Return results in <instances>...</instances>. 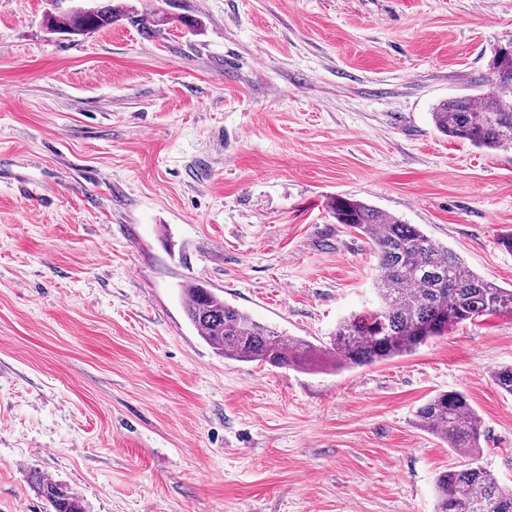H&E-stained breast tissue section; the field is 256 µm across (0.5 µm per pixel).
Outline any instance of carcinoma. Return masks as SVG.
<instances>
[{"label":"carcinoma","instance_id":"1","mask_svg":"<svg viewBox=\"0 0 512 512\" xmlns=\"http://www.w3.org/2000/svg\"><path fill=\"white\" fill-rule=\"evenodd\" d=\"M86 9L50 15L51 29L71 35L99 31L122 19L140 24L112 0H93ZM484 74L481 95L462 94L431 112L444 135L490 151L512 149V39L499 44ZM329 210L372 244L377 259L378 305L344 318L330 343L318 347L262 323L224 301L210 288L184 289L185 313L198 335L227 358L281 368H306L323 362L335 370L372 365L409 355L455 327L488 316H512V289L488 281L418 225L407 224L360 199L336 196ZM420 425L467 459L461 469L438 474L436 512H512L507 487L482 462L481 421L467 396L440 392L416 411ZM31 483L53 512H85L79 497L35 471Z\"/></svg>","mask_w":512,"mask_h":512}]
</instances>
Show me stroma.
Returning a JSON list of instances; mask_svg holds the SVG:
<instances>
[{
	"label": "stroma",
	"instance_id": "35a3bbf8",
	"mask_svg": "<svg viewBox=\"0 0 512 512\" xmlns=\"http://www.w3.org/2000/svg\"><path fill=\"white\" fill-rule=\"evenodd\" d=\"M84 36L0 0V512H434L463 464L417 424L464 392L512 484V317L339 372L224 358L198 283L314 343L373 308L350 195L512 288V150L441 134L512 38V0H115ZM164 10L194 30L155 25ZM31 483L37 493L51 505L53 512H85L78 496L41 473L33 472Z\"/></svg>",
	"mask_w": 512,
	"mask_h": 512
}]
</instances>
